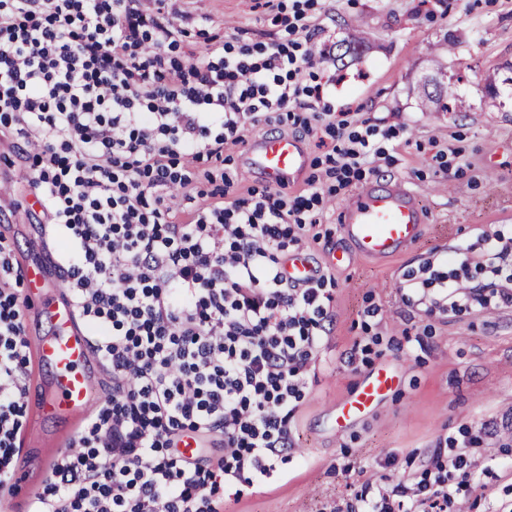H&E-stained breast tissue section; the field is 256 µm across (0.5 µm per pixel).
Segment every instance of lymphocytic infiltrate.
<instances>
[{"mask_svg":"<svg viewBox=\"0 0 512 512\" xmlns=\"http://www.w3.org/2000/svg\"><path fill=\"white\" fill-rule=\"evenodd\" d=\"M171 15L170 0H0V130L29 165L43 235L112 377L26 512H224L225 488L266 486L334 320L330 277L295 287L286 263L325 197L374 171L377 129L350 130L325 103L308 24L191 63ZM272 121L335 138L337 187L234 197L224 147ZM200 178L224 188L196 202ZM25 308L0 232V503L28 426ZM477 443L435 455L415 485L367 481L358 512H460L479 485L465 453Z\"/></svg>","mask_w":512,"mask_h":512,"instance_id":"f902f5d3","label":"lymphocytic infiltrate"}]
</instances>
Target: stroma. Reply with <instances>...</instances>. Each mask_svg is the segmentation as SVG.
Listing matches in <instances>:
<instances>
[{"label":"stroma","instance_id":"1","mask_svg":"<svg viewBox=\"0 0 512 512\" xmlns=\"http://www.w3.org/2000/svg\"><path fill=\"white\" fill-rule=\"evenodd\" d=\"M281 2L276 25L253 0H174L172 9L188 54L208 40L284 41L288 19L305 12L326 52L318 75L330 83L332 109L348 113L352 129L366 120L384 130L375 172L328 199L321 224L305 233L306 253L319 262L340 246L342 207L375 184L416 192L428 223L399 257H358L332 270L334 322L291 420L289 462L264 492L246 490L224 512L343 510L370 478L417 482L435 451L481 430L482 448L500 463L481 473L467 512H497L512 500V307L439 305L440 287L423 285L422 269L452 275L483 234L512 232V0ZM440 70L463 111L425 105L420 85ZM270 132L258 126L225 149L239 196L262 184L246 172L249 147ZM29 191L22 183L16 200H0V226L16 250L39 252L40 226L16 204ZM383 364L398 373V390L348 430L332 431L329 409ZM63 428L54 419L29 425L21 453L31 470H46L45 445Z\"/></svg>","mask_w":512,"mask_h":512}]
</instances>
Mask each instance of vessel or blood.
I'll use <instances>...</instances> for the list:
<instances>
[{"label":"vessel or blood","instance_id":"1","mask_svg":"<svg viewBox=\"0 0 512 512\" xmlns=\"http://www.w3.org/2000/svg\"><path fill=\"white\" fill-rule=\"evenodd\" d=\"M308 165L303 143L284 134L255 140L249 168L264 182L279 186L299 180ZM427 215L413 192L399 185H373L360 190L343 208L340 232L344 246L327 252L324 263L345 267L354 256L384 260L395 256L421 236ZM29 307L46 317L51 328L40 338L31 356V381L37 390L29 397L32 418L61 417L78 429L94 393L91 339L76 319L71 302L53 267L52 258L19 259ZM315 262L304 253L289 256L286 266L291 283L301 285L314 277ZM397 375L382 365L365 377L332 412L333 428L354 425L394 391Z\"/></svg>","mask_w":512,"mask_h":512}]
</instances>
